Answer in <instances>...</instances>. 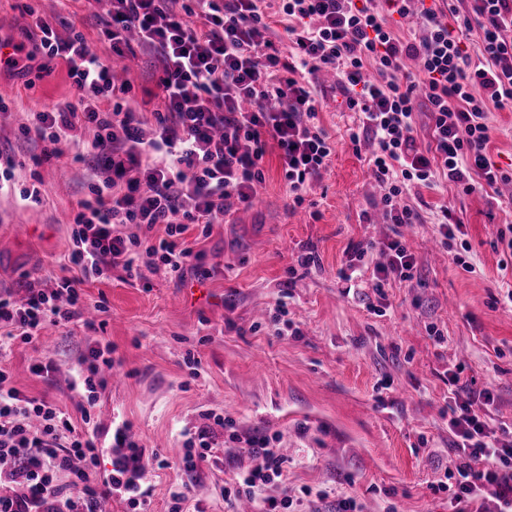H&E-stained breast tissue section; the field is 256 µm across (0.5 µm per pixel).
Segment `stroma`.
I'll return each mask as SVG.
<instances>
[{"mask_svg": "<svg viewBox=\"0 0 512 512\" xmlns=\"http://www.w3.org/2000/svg\"><path fill=\"white\" fill-rule=\"evenodd\" d=\"M38 17L63 40L81 31L115 76L132 83L138 104L156 108L159 56L139 48L113 60L102 33L110 15L97 0H75L69 11L58 0H0V39L24 42ZM25 44V69L0 68V94L11 99L0 112V153L17 162L0 187V291L19 304L30 289L76 276L74 217L95 181L64 158L34 165L45 144L23 126L32 113L73 101L74 89L63 59ZM320 96L319 124L335 153L302 205L289 200L278 156L269 153L252 205L209 235L195 225L185 233L194 257L184 279L159 271L130 284L118 268L87 279L82 298L99 305L102 329L79 319L49 324L39 341L15 339L0 358L22 394L52 402L80 428L87 393L70 390L68 380L89 345L111 344L114 365L99 375L92 411L100 437L128 423L145 453L163 460L146 476L143 503L116 494L111 512H241L224 497L225 484L248 466L233 433L284 449L282 477L258 491L280 512H336L344 498L361 512H456V485L445 478L449 372L490 390L489 425L512 428V251L499 241L512 225V190L413 188L406 202L421 221L403 230L413 278L389 281L376 295L367 258L345 281L340 270L352 249L393 236L394 227L368 150L354 151L349 140L358 113L342 106L333 77L322 79ZM33 183L43 201L29 206L20 193ZM444 204L462 227L449 240L437 224ZM42 361L54 371L33 373ZM213 415L228 420L227 434L208 462L187 472L184 443ZM179 491L186 498L178 502Z\"/></svg>", "mask_w": 512, "mask_h": 512, "instance_id": "obj_1", "label": "stroma"}]
</instances>
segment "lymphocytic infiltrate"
Listing matches in <instances>:
<instances>
[{
    "instance_id": "lymphocytic-infiltrate-1",
    "label": "lymphocytic infiltrate",
    "mask_w": 512,
    "mask_h": 512,
    "mask_svg": "<svg viewBox=\"0 0 512 512\" xmlns=\"http://www.w3.org/2000/svg\"><path fill=\"white\" fill-rule=\"evenodd\" d=\"M280 2L294 49L288 59L271 38L263 0H109L113 53H130L127 35L134 31L163 61L162 108L149 137L143 113L130 105V84L114 81L84 34L61 40L48 23L35 22L31 37L65 61L76 89L74 101L34 115L43 157L90 162L102 183L78 203L71 261L79 276L31 291L21 306L0 293V349L17 338L38 339L45 322L65 325L80 316L84 278L119 267L127 279H140L145 255L183 278L193 256L183 240L189 225L208 232L249 205L265 179L270 149L279 152L289 198L302 204L334 151L317 123L320 72H336L346 106L360 114L362 130L350 140L372 145L389 223H418V211L398 202L413 188L446 180L469 193L505 180L488 159L495 129L487 114L512 109V0H467L463 8L454 0L432 6L385 0L391 12L414 18L410 40L389 26L375 0ZM475 26L482 38L472 55L463 40ZM409 59L419 61L418 73L407 70ZM370 65L379 81L365 79ZM104 98L111 110L101 109ZM421 111L431 137L425 149L413 135ZM82 126L95 128L93 139L76 138ZM119 224L144 227L146 234L117 235ZM159 224L165 236L155 241L149 232ZM368 251L381 257L375 293L389 280L412 277L415 258L400 236L357 246L354 254ZM491 400L489 391L469 389L451 409L456 459L446 476L456 482L458 512H512V445L484 418ZM97 439L77 431L54 405L23 395L0 366V462H12L6 478L25 488L21 496L0 497V512H97V503L115 492L138 504L149 469L141 445L126 428L116 429L106 479L97 471ZM246 444L248 475L224 493L252 499L261 484L281 476L284 459L266 438L251 436ZM62 474L67 484H58Z\"/></svg>"
}]
</instances>
